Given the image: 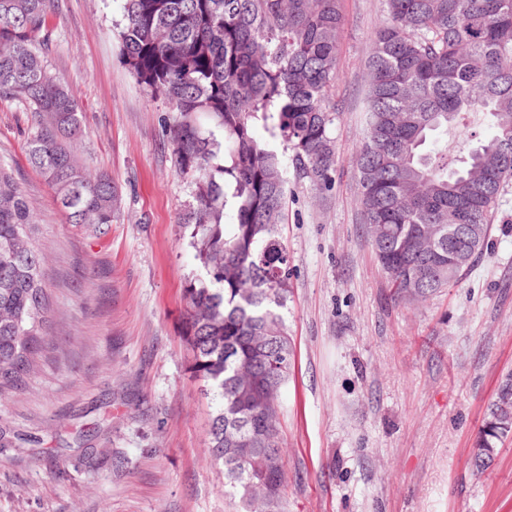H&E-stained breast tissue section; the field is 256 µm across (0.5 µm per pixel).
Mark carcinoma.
I'll use <instances>...</instances> for the list:
<instances>
[{
  "mask_svg": "<svg viewBox=\"0 0 512 512\" xmlns=\"http://www.w3.org/2000/svg\"><path fill=\"white\" fill-rule=\"evenodd\" d=\"M52 2L0 0V96L33 113L26 158L67 222L99 229L117 220L119 191L78 162V100L36 47ZM383 2L353 167L377 261L398 295L419 302L458 282L482 253L512 178V0ZM342 23L340 0H122L117 23L131 73L173 113L165 134L193 195L181 224L203 270L184 292L183 336L216 402L208 456L244 512H283L278 394L294 353L281 314L291 275L281 224L288 168L316 190L334 185L340 112L329 93ZM467 112L488 114L494 134L450 170L427 146ZM270 120L290 156L257 140V123ZM438 224L478 228L451 269ZM44 262L24 190L0 166V396L25 385L48 335ZM508 384L512 373L488 406L478 471L512 436ZM244 422L258 436L246 462L226 435Z\"/></svg>",
  "mask_w": 512,
  "mask_h": 512,
  "instance_id": "carcinoma-1",
  "label": "carcinoma"
}]
</instances>
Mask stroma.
<instances>
[{
  "mask_svg": "<svg viewBox=\"0 0 512 512\" xmlns=\"http://www.w3.org/2000/svg\"><path fill=\"white\" fill-rule=\"evenodd\" d=\"M342 11L336 183L318 193L288 182L285 512H512V438L482 474L472 464L512 371V181L471 271L423 303L398 297L351 164L383 0H342ZM121 14V0H56L44 46L80 101L81 163L121 192L114 224L67 223L26 161L31 112L0 98V166L26 193L51 298L36 373L0 397V512H243L207 456L212 396L182 339L184 290L201 273L179 222L191 187L164 105L123 60Z\"/></svg>",
  "mask_w": 512,
  "mask_h": 512,
  "instance_id": "obj_1",
  "label": "stroma"
}]
</instances>
